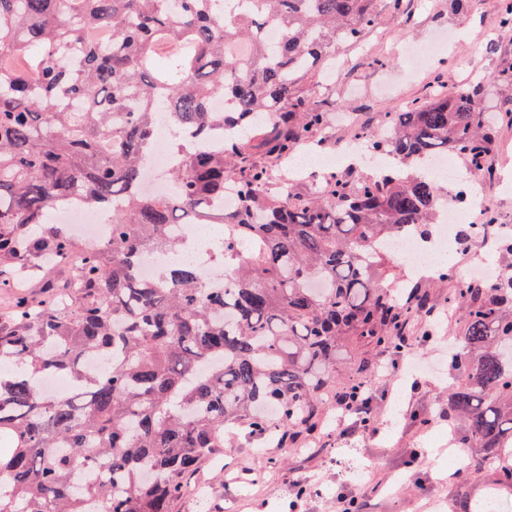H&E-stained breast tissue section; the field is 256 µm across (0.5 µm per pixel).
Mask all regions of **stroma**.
Returning <instances> with one entry per match:
<instances>
[{
	"label": "stroma",
	"instance_id": "1",
	"mask_svg": "<svg viewBox=\"0 0 512 512\" xmlns=\"http://www.w3.org/2000/svg\"><path fill=\"white\" fill-rule=\"evenodd\" d=\"M500 0H401L398 11L383 13V31L366 34L363 46L337 43L341 70L309 97L330 117L320 135L317 164L296 174L292 164L273 167L274 178H288L299 199L306 200L326 185L330 176H372L369 167L349 162L348 145L359 128L383 129L385 115L424 101L430 94L460 83L477 84L512 70V28L499 22ZM458 39L419 75L406 73L396 48L410 41L425 45L440 34ZM486 105L501 120L495 127L496 147L485 161L482 182L495 202L497 223L512 226V97L492 93ZM456 275L452 282L437 276L417 279L401 261H394L387 278L390 287L422 282L431 294L433 315L422 316L412 335L431 332L432 342L420 345L423 369L415 389L378 383L377 416L371 429L336 433L335 409L329 423L303 448L282 454L247 428L231 427L224 435L221 466L205 464L196 477L210 487L208 499L195 504L182 499L174 512H336V497L352 486L370 487L367 512H465L456 496L458 479L448 463V416L444 412L449 387L459 377L450 363L448 342L460 322L459 309L448 304L449 289L462 288L464 274L476 265L504 269L496 246L480 239L461 238L448 260Z\"/></svg>",
	"mask_w": 512,
	"mask_h": 512
}]
</instances>
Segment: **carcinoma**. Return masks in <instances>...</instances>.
Here are the masks:
<instances>
[{
	"label": "carcinoma",
	"instance_id": "carcinoma-1",
	"mask_svg": "<svg viewBox=\"0 0 512 512\" xmlns=\"http://www.w3.org/2000/svg\"><path fill=\"white\" fill-rule=\"evenodd\" d=\"M0 0V288L25 287L41 259L68 272L40 300L17 293L0 320V512H172L197 466L240 423L278 447L321 430L336 382L363 397L369 355L397 354L427 291L398 302L384 251L439 219L427 164L493 146L484 84L458 85L389 112L371 151L388 172L295 201L250 162L314 143L327 123L307 86L327 77L336 38L357 42L378 0ZM106 25L112 41L86 31ZM281 37L270 46L265 29ZM40 73L29 82L26 69ZM215 98L224 110L213 111ZM168 114L169 194L142 190L154 115ZM234 188L238 204L224 212ZM112 209V237L87 247L53 219L58 202ZM224 225L222 288L187 262L148 280L145 250L181 251L195 224ZM463 310L448 421L497 477L477 507L512 492V274L448 294ZM98 361L92 372L86 361ZM64 376L68 398L39 383ZM93 480L77 488V474Z\"/></svg>",
	"mask_w": 512,
	"mask_h": 512
}]
</instances>
